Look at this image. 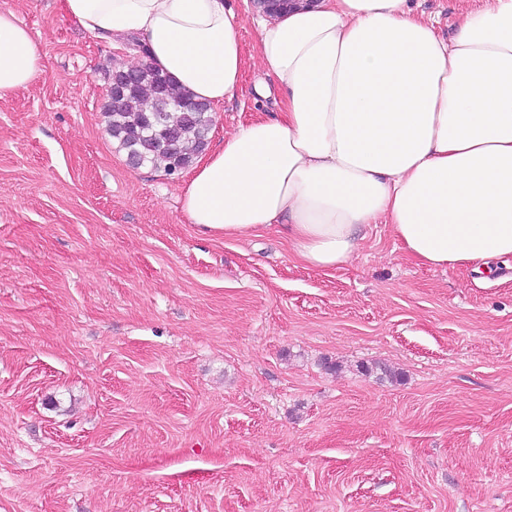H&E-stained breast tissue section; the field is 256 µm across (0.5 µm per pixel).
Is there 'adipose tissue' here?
Segmentation results:
<instances>
[{"label": "adipose tissue", "mask_w": 512, "mask_h": 512, "mask_svg": "<svg viewBox=\"0 0 512 512\" xmlns=\"http://www.w3.org/2000/svg\"><path fill=\"white\" fill-rule=\"evenodd\" d=\"M93 36H134L182 91L222 108L246 65L226 0H63ZM257 55L281 110L194 164L181 209L203 234L280 225L305 265L347 264L370 224L435 268L512 255V0H480L450 39L409 0H295L256 13ZM34 36L0 9V99L42 71Z\"/></svg>", "instance_id": "adipose-tissue-1"}]
</instances>
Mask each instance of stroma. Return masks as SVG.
<instances>
[{
  "label": "stroma",
  "instance_id": "stroma-1",
  "mask_svg": "<svg viewBox=\"0 0 512 512\" xmlns=\"http://www.w3.org/2000/svg\"><path fill=\"white\" fill-rule=\"evenodd\" d=\"M474 0H411L450 38ZM45 68L0 100V512H512V258L366 227L335 270L199 234L106 128L126 45L0 0ZM209 134L263 112V78Z\"/></svg>",
  "mask_w": 512,
  "mask_h": 512
}]
</instances>
